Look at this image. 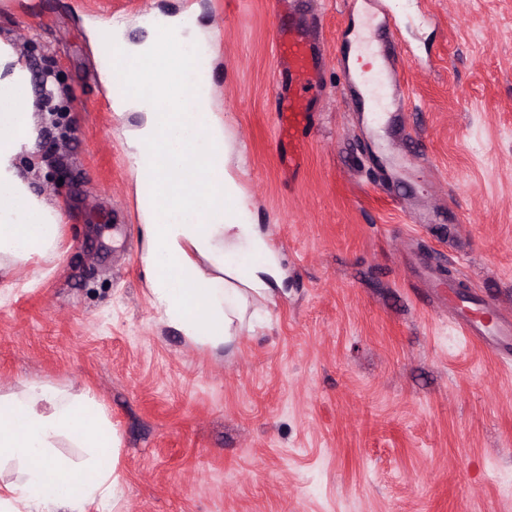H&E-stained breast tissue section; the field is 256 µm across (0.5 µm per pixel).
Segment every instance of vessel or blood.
Instances as JSON below:
<instances>
[{
    "label": "vessel or blood",
    "mask_w": 512,
    "mask_h": 512,
    "mask_svg": "<svg viewBox=\"0 0 512 512\" xmlns=\"http://www.w3.org/2000/svg\"><path fill=\"white\" fill-rule=\"evenodd\" d=\"M396 0H347L352 26L348 48L336 57L344 95L352 105L354 123L365 135V158L378 167L386 180L406 179L412 160L396 153L392 145L410 136L409 109L404 78L399 69L403 50L397 37ZM318 47L310 28L301 21L280 31L275 39V55L281 72L288 76L287 88H276V127L288 141L284 160L296 170L303 145L300 131L311 124L313 69ZM158 203L157 183L139 182L136 208L153 212ZM451 310L466 336L491 354H498V342L512 338V306L496 304L479 308L461 299Z\"/></svg>",
    "instance_id": "1"
}]
</instances>
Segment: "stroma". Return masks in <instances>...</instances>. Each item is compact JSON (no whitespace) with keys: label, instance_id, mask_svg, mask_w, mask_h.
<instances>
[{"label":"stroma","instance_id":"35a3bbf8","mask_svg":"<svg viewBox=\"0 0 512 512\" xmlns=\"http://www.w3.org/2000/svg\"><path fill=\"white\" fill-rule=\"evenodd\" d=\"M175 19L202 49L240 221L280 283L223 351L150 303L128 134L96 56ZM307 20L326 52L345 0ZM276 0H0V39L33 81L39 131L19 168L62 213L55 252L0 269V394L39 380L87 394L120 438L119 492L88 512H512V364L434 310L428 277L512 298V0H428L399 38L418 181L386 190L325 65L303 165L282 169L270 93ZM465 218L424 229L393 197Z\"/></svg>","mask_w":512,"mask_h":512}]
</instances>
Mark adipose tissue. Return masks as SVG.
I'll use <instances>...</instances> for the list:
<instances>
[{"instance_id":"adipose-tissue-1","label":"adipose tissue","mask_w":512,"mask_h":512,"mask_svg":"<svg viewBox=\"0 0 512 512\" xmlns=\"http://www.w3.org/2000/svg\"><path fill=\"white\" fill-rule=\"evenodd\" d=\"M142 112L131 146L137 177L157 173L158 206L142 227L149 295L164 321L190 341L231 344L249 301L270 293L269 266L239 279L231 259L263 251L260 236L224 203L238 197L224 175V129L201 101H177L165 112L152 99L129 95ZM29 68L0 40V266L53 251L61 214L47 207L19 173L21 154L38 131L32 117ZM94 449L98 460L68 465L51 455L60 439ZM119 438L85 395H66L39 381L0 396V461L25 464L21 481L0 483V506L67 503L85 512L114 493Z\"/></svg>"}]
</instances>
